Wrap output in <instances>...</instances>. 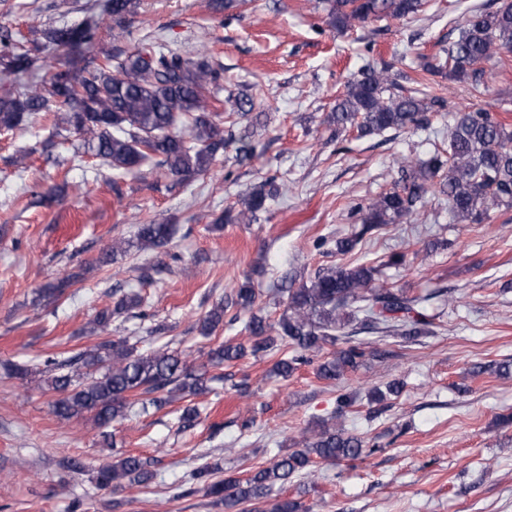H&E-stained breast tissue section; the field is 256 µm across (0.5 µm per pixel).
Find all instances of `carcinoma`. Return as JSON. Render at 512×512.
<instances>
[{
	"label": "carcinoma",
	"mask_w": 512,
	"mask_h": 512,
	"mask_svg": "<svg viewBox=\"0 0 512 512\" xmlns=\"http://www.w3.org/2000/svg\"><path fill=\"white\" fill-rule=\"evenodd\" d=\"M326 24L342 33L370 20L402 19L418 13L421 0H325ZM135 0H105L110 17L112 49L103 52L100 64L76 75L56 72L48 92L28 83L0 95V132H9L26 119L43 113L51 116L55 134L74 133L84 153L115 170L133 171L152 160L163 173L188 180L208 171L216 155L232 143L231 131L220 115L211 111V93L221 77L222 65L210 52L194 58L170 48L161 37L132 43L128 16ZM46 41L74 50L97 42V29L52 27L43 31ZM512 51V0L498 10L475 13L458 38L443 54L426 61L412 82L427 91L419 97L399 90L391 66L368 67L349 81L336 98L327 122L336 131L355 129L360 136L390 129L421 126L429 114L446 110L448 99L435 86L434 77L446 72L451 79L469 80L479 91L484 72L478 64L493 60L501 51ZM34 64L24 37L0 27V73L5 77L27 72ZM232 111L245 117L252 100L229 93ZM398 168L404 177L395 188L380 194L362 214V228L336 241V252L356 250L371 230L418 214L434 196L435 189L448 201L455 221L480 224L492 208H512V132L494 112L478 109L459 112L448 125V149L435 150L427 158L406 156ZM283 195L276 180L268 178L241 196L238 207L228 210L229 224H255L260 215ZM168 224H142L133 240L112 243L99 263L134 248L139 253L165 247L170 240ZM378 269L346 264L317 269L297 287L287 290V301L276 322L255 312L257 293L245 281L225 294L199 320V331L211 335L224 325L229 309L249 314L245 329L252 337L249 347L221 344L197 364L183 351L158 348L137 352L128 339H103L65 358H48L41 368L14 365L7 374L21 379L42 376L43 389L54 393L52 412L62 420L88 417L101 430L102 442L110 445L112 422L127 417L134 407L142 411L161 409L183 401L178 422L196 426L198 408L188 399L210 390L217 377L209 369L241 359L246 354L273 353L288 346V354L274 364L277 375L288 378L302 365L312 363L310 354L325 346L343 345L315 367L324 380H338L356 370L366 356V343L358 333H381L409 339L433 333V316L427 302L431 296H410L401 289L375 284ZM147 298L126 294L113 308L99 311L95 325L104 328L116 314L138 310L147 317ZM364 451V441L345 433L334 423H322L310 431L302 447L272 465L260 466L245 479L215 478L216 468L203 465L191 477L206 493L224 504V512H307L298 498L277 500L266 509L276 486L309 471L319 459L334 463L353 460ZM153 461L128 455L98 468L96 484L118 489L123 481L147 484L154 478Z\"/></svg>",
	"instance_id": "1"
}]
</instances>
